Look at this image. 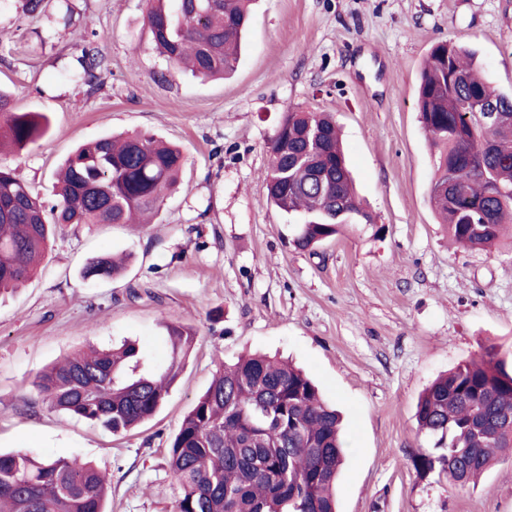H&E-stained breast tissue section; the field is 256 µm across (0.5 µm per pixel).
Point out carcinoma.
Here are the masks:
<instances>
[{"label": "carcinoma", "mask_w": 512, "mask_h": 512, "mask_svg": "<svg viewBox=\"0 0 512 512\" xmlns=\"http://www.w3.org/2000/svg\"><path fill=\"white\" fill-rule=\"evenodd\" d=\"M250 0H148L155 49L199 79L232 72L249 23ZM102 59L84 51L82 80L98 79ZM420 122L435 152L429 201L452 238L485 250L512 224V93L482 77L472 53L439 41L428 53L418 88ZM41 112H17L0 88V154L18 155L48 130ZM266 202L292 217L290 244L302 252L336 237L341 226L368 224L336 124L321 112L284 114L269 146ZM182 150L133 131L104 135L68 155L48 206L0 164V296L37 272L56 224H131L153 215L175 190ZM110 256L92 260L85 278L115 275ZM170 354L159 373L130 341L66 357L31 386L58 413L114 435L150 421L183 370L195 333L165 324ZM418 429L433 447L413 457L417 472L453 483L475 481L512 433V365L495 347L436 379L421 395ZM341 415L289 361L241 355L220 365L183 417L168 447L180 493L175 512H338L344 463ZM112 476L77 457L0 453V512H106Z\"/></svg>", "instance_id": "obj_1"}]
</instances>
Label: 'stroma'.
<instances>
[{
  "instance_id": "obj_1",
  "label": "stroma",
  "mask_w": 512,
  "mask_h": 512,
  "mask_svg": "<svg viewBox=\"0 0 512 512\" xmlns=\"http://www.w3.org/2000/svg\"><path fill=\"white\" fill-rule=\"evenodd\" d=\"M23 3L0 0V86L49 129L7 162L46 203L64 158L107 134L155 135L186 163L153 223L58 226L38 273L0 298V450L93 461L112 476L108 512H174L171 437L218 363L258 351L292 359L343 416L338 512H512V454L462 488L410 461L431 445L415 419L422 392L489 347L512 354V238L465 249L438 223L417 108L442 40L476 51L491 86L512 90V0H253L245 50L218 80L154 50L146 0H44L36 17ZM89 47L104 60L91 87L77 78ZM291 108L333 113L373 216L313 255L266 203L268 146ZM108 254L127 255L126 270L84 278ZM173 319L195 343L141 428L115 435L31 392L37 373L88 345L128 339L162 367Z\"/></svg>"
}]
</instances>
